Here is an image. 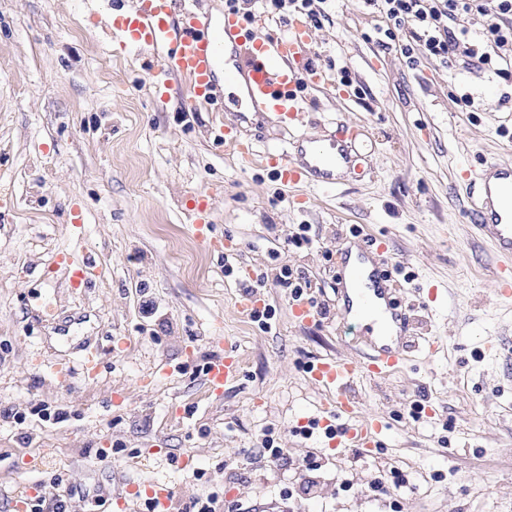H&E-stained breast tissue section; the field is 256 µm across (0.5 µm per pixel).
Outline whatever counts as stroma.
<instances>
[{
    "label": "stroma",
    "mask_w": 512,
    "mask_h": 512,
    "mask_svg": "<svg viewBox=\"0 0 512 512\" xmlns=\"http://www.w3.org/2000/svg\"><path fill=\"white\" fill-rule=\"evenodd\" d=\"M324 8L307 30L315 66L347 67L353 85L306 90L284 131L251 112L183 114V83L155 99L148 57L101 23L108 0H0V512L55 498L67 512H147L159 486L170 512L210 495L237 512H393L370 489L393 470L409 481L400 512H512V297L463 175L512 164V85L420 46L412 63L380 49L363 0ZM465 92L477 111L455 104ZM218 121L261 147L340 123L358 134L359 167L332 188L285 186L214 145ZM302 224L311 243L298 248ZM347 238L385 243L394 299L439 349L359 375L339 417L310 369L375 343L343 312ZM64 255L92 258L97 276L73 287ZM286 267L328 319L294 320ZM247 270L268 323L239 311ZM225 349L243 372L217 394L205 367ZM365 423L380 427L365 454L325 434ZM310 481L311 498L298 492ZM279 283L283 288H289L292 300L302 298L307 288H311V283L303 271H294L288 267L282 270Z\"/></svg>",
    "instance_id": "obj_1"
}]
</instances>
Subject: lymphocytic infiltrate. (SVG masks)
I'll list each match as a JSON object with an SVG mask.
<instances>
[{
	"mask_svg": "<svg viewBox=\"0 0 512 512\" xmlns=\"http://www.w3.org/2000/svg\"><path fill=\"white\" fill-rule=\"evenodd\" d=\"M382 21L377 44L388 48L397 35L422 43L427 59L442 64L465 58L476 69L493 66L512 82V58H492L491 48L512 45V0H365ZM479 18L481 32L471 38L467 19Z\"/></svg>",
	"mask_w": 512,
	"mask_h": 512,
	"instance_id": "lymphocytic-infiltrate-1",
	"label": "lymphocytic infiltrate"
}]
</instances>
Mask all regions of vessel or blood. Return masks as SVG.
<instances>
[{"instance_id": "obj_1", "label": "vessel or blood", "mask_w": 512, "mask_h": 512, "mask_svg": "<svg viewBox=\"0 0 512 512\" xmlns=\"http://www.w3.org/2000/svg\"><path fill=\"white\" fill-rule=\"evenodd\" d=\"M261 27V20L247 22L229 10L223 23L217 24L207 13L180 7L177 0H131L128 10L112 16L118 43L156 56L148 83L157 97H166L173 80L181 78L188 83L182 111L226 112L245 104L268 123L285 127L299 117L300 89L320 84L323 73L307 64L309 43L301 22L275 39L261 36ZM221 79L240 84L241 94L222 97L217 90ZM351 137L350 128L340 124L326 139L257 151L241 145L235 126L223 124L214 130L216 144L237 155L243 168L258 166L276 174L282 183L307 182L324 188L335 186L339 171L350 166ZM470 181L479 187L471 208L475 225L502 256L512 258V164L487 163L471 172ZM345 272L360 297L359 305L347 307V315L363 321L378 314L392 336L365 361L326 360L311 367L312 378L332 392L337 409L349 414L354 404L351 385L358 373L383 375L394 369L402 359L398 343L410 337L412 323L399 311L381 263L368 253H360ZM241 372L238 356L218 354L208 363L206 381L219 393Z\"/></svg>"}]
</instances>
